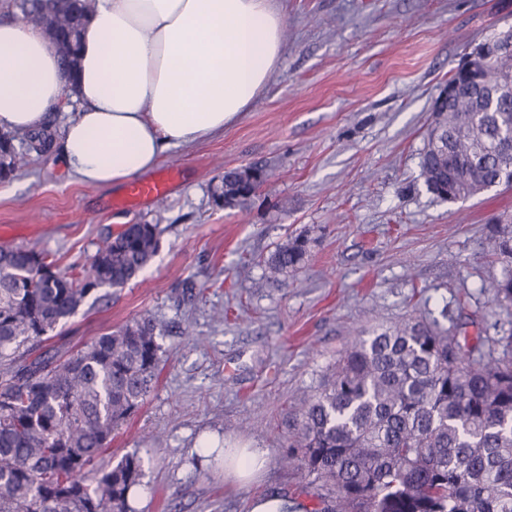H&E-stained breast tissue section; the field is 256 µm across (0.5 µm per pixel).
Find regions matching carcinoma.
Segmentation results:
<instances>
[{
	"instance_id": "obj_1",
	"label": "carcinoma",
	"mask_w": 512,
	"mask_h": 512,
	"mask_svg": "<svg viewBox=\"0 0 512 512\" xmlns=\"http://www.w3.org/2000/svg\"><path fill=\"white\" fill-rule=\"evenodd\" d=\"M21 20L55 42L73 72L94 0H12ZM512 53L478 73L448 78L457 96L432 113L421 175L437 198L457 202L505 185L512 173ZM44 127L0 129V180L31 154H47ZM241 170L224 172L214 202L244 208ZM157 224H125L76 276L34 250L0 246V512H135L130 494L142 463L126 455L110 469L93 463L112 433L145 403L162 346L142 317L93 338L68 357L40 346L95 289L121 288L156 255ZM487 253L501 264L483 285L512 301V218L494 224ZM299 237L266 261L286 275L307 257ZM451 328L409 318L355 339L316 393L288 407L281 461L307 479L315 512H512V358L464 350Z\"/></svg>"
}]
</instances>
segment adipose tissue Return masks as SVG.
I'll use <instances>...</instances> for the list:
<instances>
[{
    "label": "adipose tissue",
    "instance_id": "adipose-tissue-1",
    "mask_svg": "<svg viewBox=\"0 0 512 512\" xmlns=\"http://www.w3.org/2000/svg\"><path fill=\"white\" fill-rule=\"evenodd\" d=\"M272 0H96L81 69L25 23L0 22V125L45 127L75 97L53 148L80 182L110 188L169 150L223 133L264 90L282 51Z\"/></svg>",
    "mask_w": 512,
    "mask_h": 512
}]
</instances>
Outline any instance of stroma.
Returning <instances> with one entry per match:
<instances>
[{
  "label": "stroma",
  "mask_w": 512,
  "mask_h": 512,
  "mask_svg": "<svg viewBox=\"0 0 512 512\" xmlns=\"http://www.w3.org/2000/svg\"><path fill=\"white\" fill-rule=\"evenodd\" d=\"M274 4L284 44L262 94L222 135L163 155L160 168L185 171L164 201L117 207L122 189L81 184L38 156L0 182V245L49 254L67 275L120 223L163 230L146 269L98 289L45 344L66 356L156 321V386L98 460L138 454L136 512H249L277 494L311 512L281 462L283 417L360 331L458 315L496 356L512 355V303L482 289L500 271L482 251L489 219L512 212V190L445 202L420 168L433 97L469 47L512 25V0ZM245 167L272 177L246 208L216 206L225 171ZM296 236L310 240L305 263L267 279L266 258ZM242 445L268 456L244 485L202 454Z\"/></svg>",
  "instance_id": "1"
}]
</instances>
